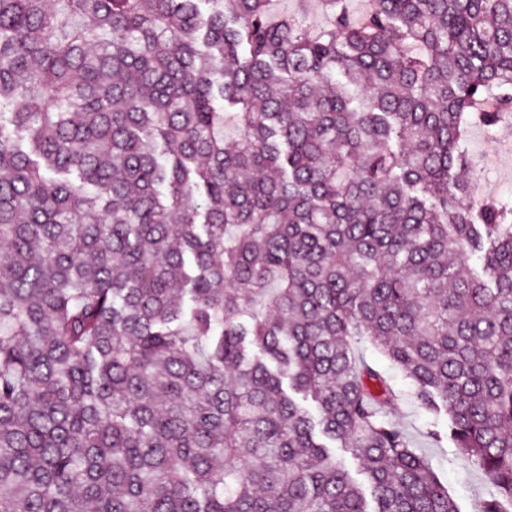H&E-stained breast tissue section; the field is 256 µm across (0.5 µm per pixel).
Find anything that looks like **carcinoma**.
<instances>
[{"mask_svg": "<svg viewBox=\"0 0 512 512\" xmlns=\"http://www.w3.org/2000/svg\"><path fill=\"white\" fill-rule=\"evenodd\" d=\"M319 2L0 0V512L512 508V0ZM269 9L275 19L283 16L304 17L316 29H322L329 23V17L317 0H271ZM466 147L482 166L478 196L512 199V116L495 127L470 125ZM476 183V184H477ZM356 352L383 373L400 395L397 408L390 414L391 420L407 434L413 447L430 460L436 477L448 489L459 512H475L493 489L482 472L460 459L450 439L438 440L432 435L437 430L444 432L447 415L426 411L413 397L409 379L379 352L363 344L357 346Z\"/></svg>", "mask_w": 512, "mask_h": 512, "instance_id": "obj_1", "label": "carcinoma"}]
</instances>
